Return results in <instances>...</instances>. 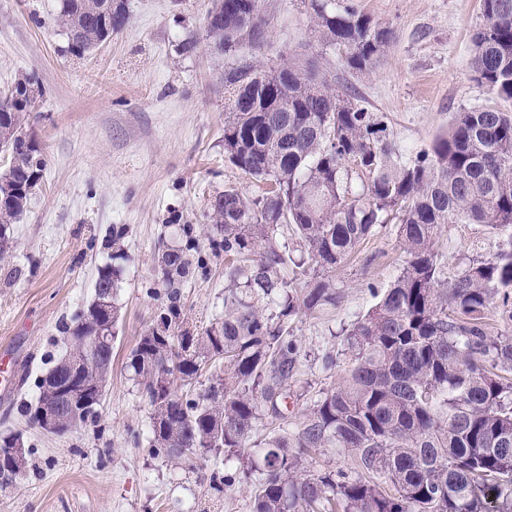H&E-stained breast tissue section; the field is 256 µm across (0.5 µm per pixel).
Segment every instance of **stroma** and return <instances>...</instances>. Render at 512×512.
<instances>
[{
	"label": "stroma",
	"instance_id": "35a3bbf8",
	"mask_svg": "<svg viewBox=\"0 0 512 512\" xmlns=\"http://www.w3.org/2000/svg\"><path fill=\"white\" fill-rule=\"evenodd\" d=\"M211 0H124L125 25L82 54L71 50L60 0H0V96L24 79L41 91L29 131L45 158L42 178L13 226L14 252L0 262V360L25 382L0 390V434L22 431L25 473L0 476V512H251L250 486L214 500L212 473L193 461L173 468L138 444L150 409L125 367L130 350L166 302L155 258L163 244L191 247L207 268L183 288L186 326L199 330L224 308V253L212 246L209 207L227 186L249 195L263 185L224 155V73L244 62L313 63L343 94L382 115L403 157L415 156L457 112L494 105L473 80L472 36L486 19L480 0H336L391 28L394 41L373 71L358 73L315 35L307 0H259L260 46L216 52L206 34ZM188 37L194 53L180 49ZM124 229L112 378L100 417L63 435L28 427L23 406L50 358L65 350L63 323L93 297L97 269L112 260L113 226ZM446 272L495 249L478 224L445 225ZM395 225L379 228L325 277L335 305L290 323L300 347L288 423L315 391L337 384L350 362L346 331L400 272ZM333 364H325V356Z\"/></svg>",
	"mask_w": 512,
	"mask_h": 512
}]
</instances>
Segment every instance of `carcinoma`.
I'll return each mask as SVG.
<instances>
[{
  "label": "carcinoma",
  "instance_id": "cac0c4a2",
  "mask_svg": "<svg viewBox=\"0 0 512 512\" xmlns=\"http://www.w3.org/2000/svg\"><path fill=\"white\" fill-rule=\"evenodd\" d=\"M486 24L474 37L475 79L512 101V0H481ZM313 30L371 71L394 32L335 0H310ZM207 33L232 53L265 38L258 0H212ZM71 47L90 50L126 22L120 0H60ZM224 153L268 186L249 196L229 186L210 202L224 250V315L198 335L183 328L182 288L195 269L189 249L165 245L156 266L167 303L126 366L151 408L149 453L174 468L195 459L247 460L255 477L252 512H512V336L484 330L494 303L512 319V113L498 107L457 113L428 148L405 159L382 117L345 97L312 66L245 64L226 74ZM32 89L19 82L0 99V256L11 224L27 208L45 159L27 130ZM386 224L397 225L404 264L378 302L347 333L351 366L288 432L282 405L295 381L299 347L289 321L334 305L335 268ZM480 224L498 239L489 256L445 276L442 226ZM300 248L290 254L288 233ZM124 258L112 231L114 264L96 287L110 309L90 303L63 325L65 352L38 380L36 400L90 361V402L74 428L99 419L112 374V348L89 337L117 323ZM311 277L298 291L294 282ZM207 376L199 393L194 384ZM0 435V476L25 472ZM340 448L353 473H312L304 453Z\"/></svg>",
  "mask_w": 512,
  "mask_h": 512
}]
</instances>
